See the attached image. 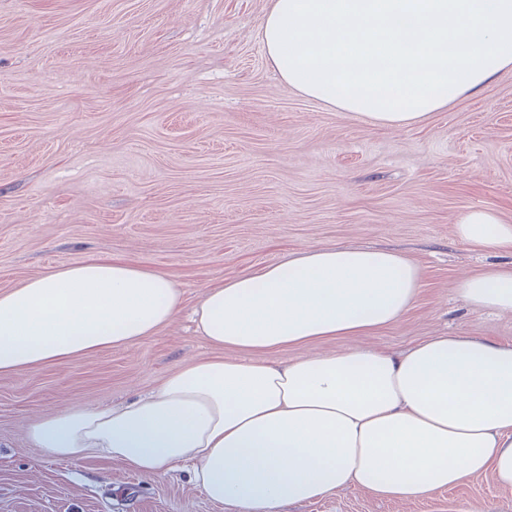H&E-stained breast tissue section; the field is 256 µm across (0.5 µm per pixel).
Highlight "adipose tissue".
<instances>
[{
    "label": "adipose tissue",
    "instance_id": "obj_1",
    "mask_svg": "<svg viewBox=\"0 0 512 512\" xmlns=\"http://www.w3.org/2000/svg\"><path fill=\"white\" fill-rule=\"evenodd\" d=\"M261 39L302 95L375 125L427 122L512 66V0H272ZM473 244L512 248V225L472 208ZM403 256L315 246L210 288L191 312L214 356L119 406L74 407L28 428L44 454L93 453L161 477L181 464L227 512H280L348 486L415 498L492 472L512 488V345L431 337L280 363L268 353L396 323L420 288ZM463 298L512 313V266L464 276ZM183 293L164 272L89 259L0 292V375L130 345L168 326Z\"/></svg>",
    "mask_w": 512,
    "mask_h": 512
}]
</instances>
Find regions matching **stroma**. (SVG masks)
<instances>
[{
  "mask_svg": "<svg viewBox=\"0 0 512 512\" xmlns=\"http://www.w3.org/2000/svg\"><path fill=\"white\" fill-rule=\"evenodd\" d=\"M270 0H0V290L93 257L213 285L315 245L395 251L421 288L362 344H512V313L469 305L463 274L512 250L460 240L471 208L512 224V67L430 121L392 129L308 98L268 61ZM186 312L125 347L0 376V512H224L187 470L49 457L29 422L118 405L212 355ZM282 512H512L492 473L414 499L349 487Z\"/></svg>",
  "mask_w": 512,
  "mask_h": 512,
  "instance_id": "1",
  "label": "stroma"
}]
</instances>
